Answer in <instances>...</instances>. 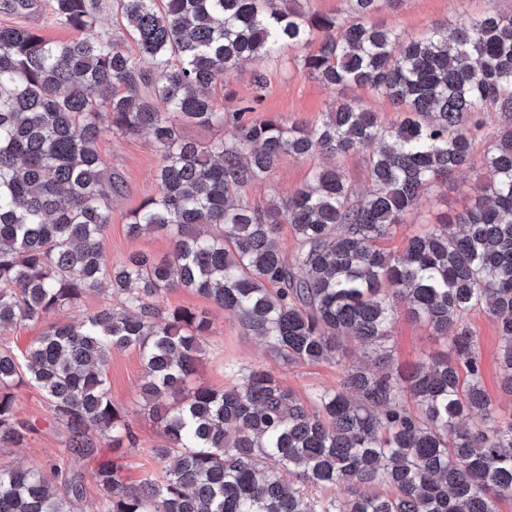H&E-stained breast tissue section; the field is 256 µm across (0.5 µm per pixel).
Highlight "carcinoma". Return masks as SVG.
Wrapping results in <instances>:
<instances>
[{"label":"carcinoma","mask_w":512,"mask_h":512,"mask_svg":"<svg viewBox=\"0 0 512 512\" xmlns=\"http://www.w3.org/2000/svg\"><path fill=\"white\" fill-rule=\"evenodd\" d=\"M399 0H347L349 16L309 15L296 0H117L146 74L100 29L94 0H43L77 33L0 26V332L44 325L23 347L0 343V447L38 431L17 390H38L72 453L96 462L99 512H499L512 499V418L482 382L480 310L500 335L501 384L512 393V10L432 27L417 39L373 20ZM318 42L314 51L308 50ZM336 91L313 126L232 115L206 147L186 125L224 126L212 88L245 61L284 47ZM368 87L406 117L385 124L348 100ZM487 112L511 122L488 137L482 194L410 238L381 243L421 194L471 164ZM151 135L156 195L130 214L129 237L166 236L157 261L139 252L108 266L101 242L123 193L98 152L107 132ZM366 154L358 195L336 166L263 206L237 197L284 156ZM288 226L296 250L277 237ZM111 287L110 304L68 322L50 316ZM193 290L289 365L342 363L358 341L367 362L342 389L300 396L271 367L230 366L222 390H186L210 319L164 309ZM427 326L444 350L404 377L391 368L396 316ZM133 348L163 444L161 476L125 484L103 449L135 435L112 399V351ZM79 474L55 465L0 469V512H74Z\"/></svg>","instance_id":"carcinoma-1"}]
</instances>
